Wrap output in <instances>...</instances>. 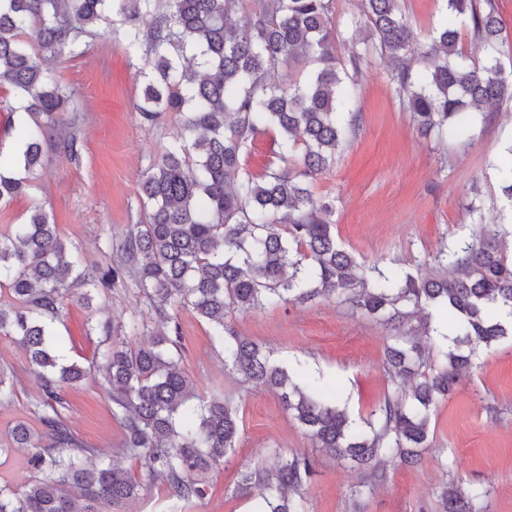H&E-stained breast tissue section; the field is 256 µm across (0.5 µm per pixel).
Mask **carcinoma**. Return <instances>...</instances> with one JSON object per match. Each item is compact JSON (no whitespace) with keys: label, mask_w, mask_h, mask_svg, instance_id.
<instances>
[{"label":"carcinoma","mask_w":512,"mask_h":512,"mask_svg":"<svg viewBox=\"0 0 512 512\" xmlns=\"http://www.w3.org/2000/svg\"><path fill=\"white\" fill-rule=\"evenodd\" d=\"M333 0H0V85L11 87L31 119L17 150L0 143V205L26 193L43 169V146L53 140L67 158H80L79 139L65 129L72 93L44 68L50 57L85 56L100 24L122 25L125 46L137 54L144 87L136 104L142 123L180 116L181 135L151 158L140 181L144 220L116 248L107 267L84 265L80 251L59 235L52 215L34 205L25 221L0 233V338L28 353L39 382L35 433L17 423L0 439V458L19 457L35 472L16 491L0 485V512H121L142 482L162 481L177 501L204 495L202 476L224 465L239 436L237 409L224 398L201 397L182 366L171 306L192 310L214 328L224 363L243 381L280 392L285 409L325 454L365 469L354 495L385 478L380 465L412 463L428 446L430 408L450 394L480 346L512 335V253L503 232L486 231L441 249L440 272L415 277L358 263L336 239L332 203L311 184L336 164L354 133L357 112L348 71L367 52L336 55ZM429 64L414 68L406 51L415 39L400 0H360V21L372 49L388 58L390 76L419 129L458 136L470 109L492 112L512 100V73L497 57L502 34L496 0H447ZM468 27L481 61L470 65L459 49L458 26ZM278 132L265 170L243 171L258 137ZM502 195L512 202V156L496 166ZM132 278L156 317L140 321L133 346L108 327L96 357L123 448L143 468V481L71 432L62 410L68 387L86 369L68 362L52 325L64 317V294L80 284L112 288ZM335 296L389 324L386 364L394 384L375 418L360 426L316 385L296 382L262 346L227 322L287 301ZM446 312L454 334L442 335L427 357L404 331L415 315ZM420 372L403 395L401 385ZM14 376L0 363V403L13 399ZM314 472L306 455L281 458L272 469L242 472L239 494L261 499V512H304L298 489ZM479 496L443 486L442 512H471Z\"/></svg>","instance_id":"1"}]
</instances>
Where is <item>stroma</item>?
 Listing matches in <instances>:
<instances>
[{"instance_id": "stroma-1", "label": "stroma", "mask_w": 512, "mask_h": 512, "mask_svg": "<svg viewBox=\"0 0 512 512\" xmlns=\"http://www.w3.org/2000/svg\"><path fill=\"white\" fill-rule=\"evenodd\" d=\"M401 8L419 35L408 52L420 56L430 32L446 16L445 5L443 0H402ZM130 56L109 31L84 57L48 59L52 76L74 92L80 160L47 150L41 179L0 206V231L22 223L32 206L44 205L60 235L97 266L107 264L112 247L139 224L141 174L150 157L176 138L180 121L171 113L162 128L141 123L136 104L144 81ZM356 83L359 127L312 191L333 202L336 239L358 261L384 271L424 272L443 244L470 240L484 227L512 224V203L503 198L494 170L512 152V102L478 115L462 136L441 140L417 130L379 54H372ZM472 203L479 214L469 212ZM82 294L81 288L72 289L65 316L55 325L69 359L89 369L76 388L67 390L64 417L75 436L118 458L137 479L138 463L121 453L122 423L112 413L103 376L91 367L101 340L91 326L110 321L116 334L138 342L132 322L147 306L130 280L94 291L88 305ZM176 323L186 373L201 395L221 393L233 401L239 437L224 465L205 475L203 498L175 501L157 481L141 490L127 512H253L254 501L237 491L240 473L272 466L278 452L315 461L301 490L307 512H440L439 494L447 483L481 490L472 512H512V336L480 348L455 391L436 401L429 446L418 461L386 463L385 481L355 497L351 489L362 472L315 448L275 391L243 384L240 375L226 370L211 324L183 308ZM231 323L290 372L325 384L329 402L345 407L356 422L371 418L392 388L385 368L386 327L335 299L236 312ZM0 364L10 368L16 382L14 399L0 404V437L20 421L40 431L35 405L41 390L24 348L0 338Z\"/></svg>"}]
</instances>
